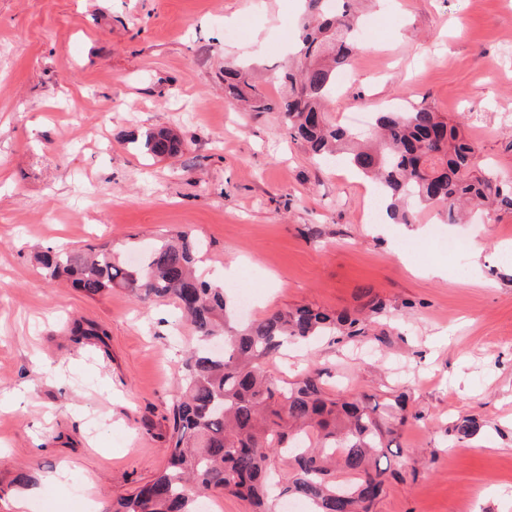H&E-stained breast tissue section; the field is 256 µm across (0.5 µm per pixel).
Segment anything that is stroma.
<instances>
[{
	"mask_svg": "<svg viewBox=\"0 0 512 512\" xmlns=\"http://www.w3.org/2000/svg\"><path fill=\"white\" fill-rule=\"evenodd\" d=\"M361 50L332 120L426 103L457 124L477 167L512 177V0H364ZM300 0H0V512H105L166 465L162 437L191 330L175 303L120 289L90 297L45 278L49 246L137 257L180 232L249 319L309 305L384 302L371 336L318 337L262 368L325 372L345 397L406 393L391 481L375 512H512V213L450 224L419 211L424 239L366 221L371 185L311 158L278 112L224 95V66H253L278 99ZM235 37H227L228 29ZM168 128L182 154L132 140ZM481 244L472 257V244ZM441 274H434V267ZM104 329L74 341L73 320ZM476 418L462 441L450 427ZM67 468L66 489L43 477Z\"/></svg>",
	"mask_w": 512,
	"mask_h": 512,
	"instance_id": "35a3bbf8",
	"label": "stroma"
}]
</instances>
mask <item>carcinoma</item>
Wrapping results in <instances>:
<instances>
[{
	"label": "carcinoma",
	"instance_id": "1",
	"mask_svg": "<svg viewBox=\"0 0 512 512\" xmlns=\"http://www.w3.org/2000/svg\"><path fill=\"white\" fill-rule=\"evenodd\" d=\"M327 2L305 0L299 66L281 75L285 97L267 98L247 70L232 66L224 68L228 95L251 112L283 113L285 135L310 154L346 158L390 201L396 224L413 223L420 207L444 209L450 224L473 211L512 213V180L478 171L473 144L433 107L377 112L367 133L327 119L358 22L353 0H339L334 9ZM134 144L163 159L183 147L171 130L148 131ZM38 261L48 278L66 277L90 297L121 288L143 305L172 300L195 334L164 439L166 467L106 512H199L200 499L221 494L248 502L252 512H272L274 501L288 499L304 502L309 512H374L396 476L381 460L408 421L405 396L335 398L319 371L283 385L261 362L287 344L327 333L367 336L369 314L383 309L380 300L368 299L353 314L312 306L277 310L236 327L224 286L199 273V246L185 232L153 244L137 267L92 245L77 252L48 247ZM477 430L474 419L463 418L451 433L464 440ZM276 459L287 469L283 479L272 474Z\"/></svg>",
	"mask_w": 512,
	"mask_h": 512
}]
</instances>
